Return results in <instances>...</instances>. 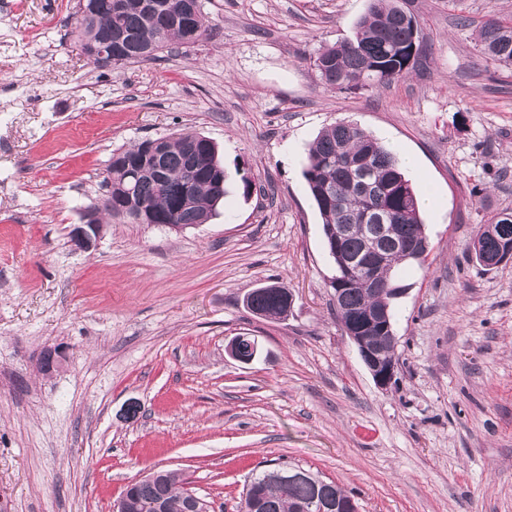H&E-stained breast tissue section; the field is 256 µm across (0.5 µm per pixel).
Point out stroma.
<instances>
[{
	"mask_svg": "<svg viewBox=\"0 0 512 512\" xmlns=\"http://www.w3.org/2000/svg\"><path fill=\"white\" fill-rule=\"evenodd\" d=\"M76 0H0V495L10 512H113L178 470L210 512H239L278 459L335 481L359 512H512V261L469 243L512 209V71L480 52L512 0H396L425 52L405 78L325 88L312 60L369 0H202L206 39L129 67L89 64ZM467 26H460V18ZM353 121L396 158L429 251L402 263L397 368L379 387L341 330L335 265L303 175L325 127ZM180 130L215 142L228 195L174 231L104 217L114 149ZM276 284L284 319L252 315ZM259 343L243 364L225 347ZM60 362L43 372L41 359ZM267 287V286H266ZM258 288L244 297L245 307L254 315L264 318H281L287 316L293 305V294L288 292V309L286 304L287 288L269 285Z\"/></svg>",
	"mask_w": 512,
	"mask_h": 512,
	"instance_id": "stroma-1",
	"label": "stroma"
}]
</instances>
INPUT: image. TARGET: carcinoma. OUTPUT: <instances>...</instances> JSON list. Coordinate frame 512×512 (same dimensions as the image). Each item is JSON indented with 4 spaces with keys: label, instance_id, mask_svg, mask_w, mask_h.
I'll return each instance as SVG.
<instances>
[{
    "label": "carcinoma",
    "instance_id": "cac0c4a2",
    "mask_svg": "<svg viewBox=\"0 0 512 512\" xmlns=\"http://www.w3.org/2000/svg\"><path fill=\"white\" fill-rule=\"evenodd\" d=\"M76 0L74 39L96 65L95 54L104 48L112 66L126 67L156 61L172 44L190 46L208 33L202 10L192 11V0ZM400 8L391 0H370L358 21L353 38L318 52L313 60L321 83L330 89H359L387 85L416 68L424 48L418 27L404 23ZM481 53L495 64L512 68V22L490 17L482 25ZM160 170L136 177L150 166L146 141L112 152L106 172L112 173V206L101 211L130 224H205L228 194L224 165L213 141L194 132L161 138ZM199 165L189 171L192 155ZM304 177L318 208L322 235L336 274L330 287L342 289L337 305L341 326L360 336L366 312L387 306L394 316L398 296L395 270L404 261H418L423 253L409 256L395 251L392 243L424 245L427 238L416 192L394 155L378 138L353 122L324 128L310 145ZM384 224L380 237L382 263L378 276L358 270L367 261L366 238L370 225ZM342 235H337L339 229ZM469 249L475 258L494 268L512 251V210L498 213L480 227ZM286 288H258L244 297L245 307L264 318L288 314ZM384 356H396L393 329L372 332ZM175 471L163 470L153 481L126 489L130 512H186L192 489ZM347 495L333 481L321 485L313 477L286 483L268 479L266 471L252 476L242 502V512H317L325 498Z\"/></svg>",
    "mask_w": 512,
    "mask_h": 512
}]
</instances>
